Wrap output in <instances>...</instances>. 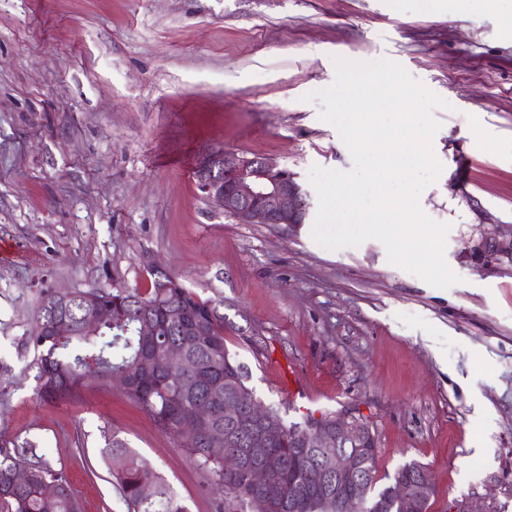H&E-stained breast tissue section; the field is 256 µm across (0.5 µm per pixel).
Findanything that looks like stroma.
Here are the masks:
<instances>
[{
  "mask_svg": "<svg viewBox=\"0 0 512 512\" xmlns=\"http://www.w3.org/2000/svg\"><path fill=\"white\" fill-rule=\"evenodd\" d=\"M391 59L446 100L420 196L450 224L443 289L383 245L327 249L312 165L349 171L307 93L335 58ZM224 150L295 174L304 223L242 224L197 187ZM0 448L34 443L82 512H127L104 462L118 432L189 512L219 496L180 439L119 388L36 395L24 341L41 294L141 287L159 265L219 303L264 404L351 411L376 476L425 464L430 512H512V33L448 0H0Z\"/></svg>",
  "mask_w": 512,
  "mask_h": 512,
  "instance_id": "stroma-1",
  "label": "stroma"
}]
</instances>
